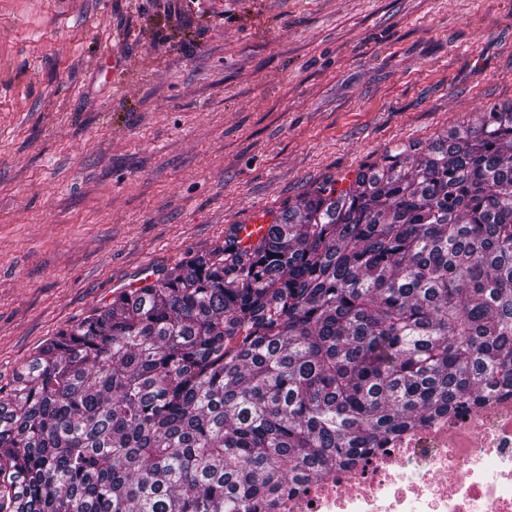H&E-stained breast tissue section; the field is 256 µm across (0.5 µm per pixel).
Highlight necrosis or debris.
<instances>
[{
	"instance_id": "1",
	"label": "necrosis or debris",
	"mask_w": 512,
	"mask_h": 512,
	"mask_svg": "<svg viewBox=\"0 0 512 512\" xmlns=\"http://www.w3.org/2000/svg\"><path fill=\"white\" fill-rule=\"evenodd\" d=\"M252 512H512V397L421 422Z\"/></svg>"
}]
</instances>
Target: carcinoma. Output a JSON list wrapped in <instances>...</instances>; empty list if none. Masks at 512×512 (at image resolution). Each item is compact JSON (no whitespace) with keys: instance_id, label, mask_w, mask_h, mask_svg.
I'll list each match as a JSON object with an SVG mask.
<instances>
[{"instance_id":"1","label":"carcinoma","mask_w":512,"mask_h":512,"mask_svg":"<svg viewBox=\"0 0 512 512\" xmlns=\"http://www.w3.org/2000/svg\"><path fill=\"white\" fill-rule=\"evenodd\" d=\"M512 395V101L316 186L0 387V512H251Z\"/></svg>"}]
</instances>
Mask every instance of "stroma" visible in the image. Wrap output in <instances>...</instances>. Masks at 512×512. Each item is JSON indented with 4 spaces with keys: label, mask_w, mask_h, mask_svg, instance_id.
<instances>
[{
    "label": "stroma",
    "mask_w": 512,
    "mask_h": 512,
    "mask_svg": "<svg viewBox=\"0 0 512 512\" xmlns=\"http://www.w3.org/2000/svg\"><path fill=\"white\" fill-rule=\"evenodd\" d=\"M512 101V0H0V386L113 295Z\"/></svg>",
    "instance_id": "stroma-1"
}]
</instances>
